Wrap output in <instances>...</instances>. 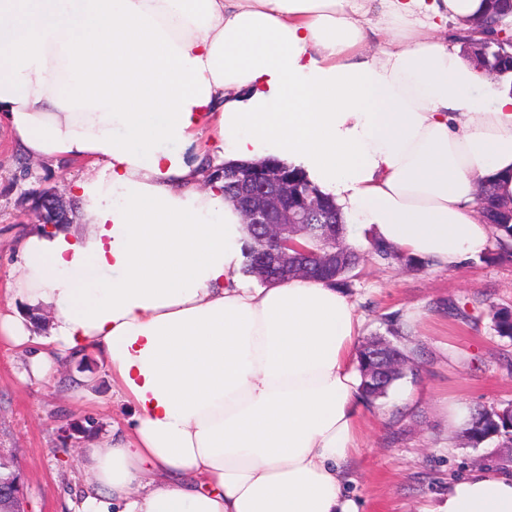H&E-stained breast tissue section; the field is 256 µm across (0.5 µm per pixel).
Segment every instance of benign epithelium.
<instances>
[{"mask_svg":"<svg viewBox=\"0 0 512 512\" xmlns=\"http://www.w3.org/2000/svg\"><path fill=\"white\" fill-rule=\"evenodd\" d=\"M475 32L482 35L479 47H488L504 39V33L487 34L488 25L481 16L473 19ZM238 195L234 207L240 212L246 230L260 243L254 269L269 284L290 277L310 279L314 275L330 277L336 273V234L330 228L329 214L307 198H297L294 183L279 172L273 160L264 158L242 164L235 169ZM32 209L41 223L47 215L63 216L67 212L61 196L54 189L42 190L32 202ZM374 372L383 380L403 366V357L389 341L372 347ZM0 512H26L23 507V486L14 461L0 455Z\"/></svg>","mask_w":512,"mask_h":512,"instance_id":"obj_1","label":"benign epithelium"}]
</instances>
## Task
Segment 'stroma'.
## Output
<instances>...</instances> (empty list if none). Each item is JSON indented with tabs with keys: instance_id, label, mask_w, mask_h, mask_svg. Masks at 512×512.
Here are the masks:
<instances>
[{
	"instance_id": "stroma-1",
	"label": "stroma",
	"mask_w": 512,
	"mask_h": 512,
	"mask_svg": "<svg viewBox=\"0 0 512 512\" xmlns=\"http://www.w3.org/2000/svg\"><path fill=\"white\" fill-rule=\"evenodd\" d=\"M85 170L80 160L50 166L22 156L0 127V312L21 307L6 281L17 238L38 224L32 193L52 187L69 197ZM348 295L362 337L385 333L386 316L396 314L419 362L368 407L370 424L347 463L348 494L362 512H431L453 482L498 466L495 441L469 447L449 420L458 410L512 403V339L498 336L490 315L512 309V253L493 246L451 271L367 259ZM452 302L464 316H449ZM25 364L24 353L0 340V448L16 457L26 512H69L84 474L77 449H60L59 427L90 420L101 433L131 410L94 356L82 369L65 361L48 385L24 381Z\"/></svg>"
}]
</instances>
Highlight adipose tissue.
I'll list each match as a JSON object with an SVG mask.
<instances>
[{"mask_svg": "<svg viewBox=\"0 0 512 512\" xmlns=\"http://www.w3.org/2000/svg\"><path fill=\"white\" fill-rule=\"evenodd\" d=\"M485 0H0V125L26 155L87 160L70 223L15 246L0 314L48 381L93 354L133 408L82 451L74 512H360L361 336L343 290L251 287L210 152L299 157L351 241L455 269L512 201V90L462 52ZM434 512H512L475 471Z\"/></svg>", "mask_w": 512, "mask_h": 512, "instance_id": "ef3b65f1", "label": "adipose tissue"}]
</instances>
